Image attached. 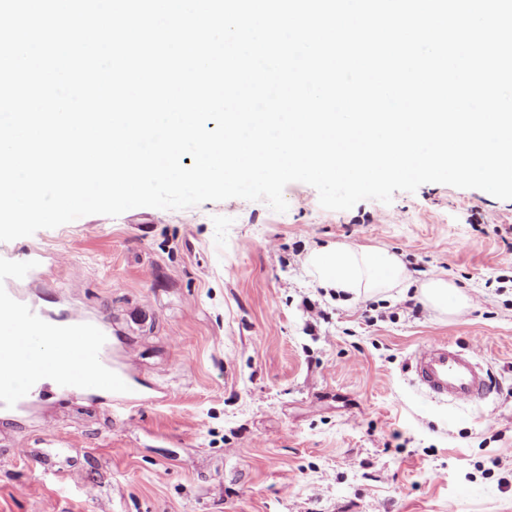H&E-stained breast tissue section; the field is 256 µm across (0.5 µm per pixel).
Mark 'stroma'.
I'll list each match as a JSON object with an SVG mask.
<instances>
[{"label": "stroma", "instance_id": "1", "mask_svg": "<svg viewBox=\"0 0 512 512\" xmlns=\"http://www.w3.org/2000/svg\"><path fill=\"white\" fill-rule=\"evenodd\" d=\"M284 197L283 213L142 207L0 242L48 253L36 292L103 315L157 394L123 416L69 396L0 418V512H512V200L438 183L345 211L301 182ZM334 244L471 303L330 295L305 258ZM433 341L490 370L493 416L418 392L408 361ZM418 299L426 306L443 311L460 313L469 306V299L462 296L448 279L435 275L421 282L416 289Z\"/></svg>", "mask_w": 512, "mask_h": 512}]
</instances>
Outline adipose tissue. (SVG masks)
<instances>
[{"label": "adipose tissue", "mask_w": 512, "mask_h": 512, "mask_svg": "<svg viewBox=\"0 0 512 512\" xmlns=\"http://www.w3.org/2000/svg\"><path fill=\"white\" fill-rule=\"evenodd\" d=\"M306 265L321 287L358 300L394 288H415L426 306L462 312L469 305L455 285L435 275L411 285L402 261L386 251H370L338 244L308 254Z\"/></svg>", "instance_id": "adipose-tissue-1"}]
</instances>
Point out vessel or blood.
I'll use <instances>...</instances> for the list:
<instances>
[{
    "label": "vessel or blood",
    "instance_id": "obj_1",
    "mask_svg": "<svg viewBox=\"0 0 512 512\" xmlns=\"http://www.w3.org/2000/svg\"><path fill=\"white\" fill-rule=\"evenodd\" d=\"M46 255L29 249L24 260L0 258V414L24 413L46 395L84 393L108 408L146 403V390L110 355L112 330L98 318L50 311L19 292L39 277ZM413 381L430 400L486 401L495 384L473 351L446 342L412 356Z\"/></svg>",
    "mask_w": 512,
    "mask_h": 512
}]
</instances>
